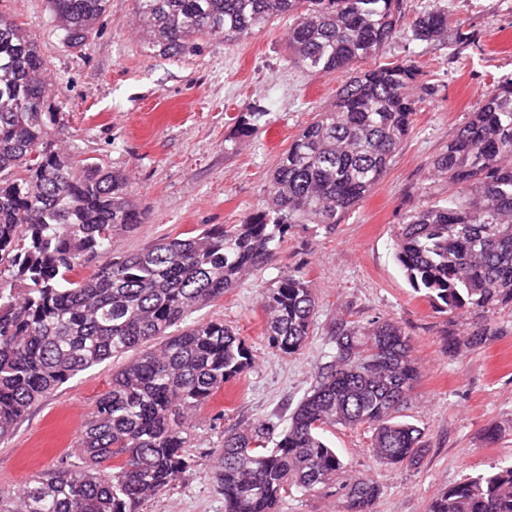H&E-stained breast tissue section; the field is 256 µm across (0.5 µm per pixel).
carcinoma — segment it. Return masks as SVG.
Returning a JSON list of instances; mask_svg holds the SVG:
<instances>
[{"instance_id": "obj_1", "label": "carcinoma", "mask_w": 512, "mask_h": 512, "mask_svg": "<svg viewBox=\"0 0 512 512\" xmlns=\"http://www.w3.org/2000/svg\"><path fill=\"white\" fill-rule=\"evenodd\" d=\"M62 42L86 46L107 0H48ZM147 51L182 57L205 40L234 38L288 15L295 63L313 73L349 69L336 102L319 112L278 161L257 206L238 224H214L107 258L112 242L145 222L128 177L77 164L54 147L53 88L36 41L0 13V440L38 402L82 371L130 351L82 427L78 460L0 488V512H147L190 468L192 414L252 367L245 341L192 313L265 266L299 224L332 228L382 179L413 128V60L357 64L397 37L404 0H135ZM448 32V12L424 10L416 41ZM243 112L237 131L259 129ZM448 198L413 205L394 233L411 288L439 312L472 316L466 340L496 334L491 315L512 309V78L502 80L434 156ZM96 271L72 279L82 264ZM265 335L282 354L307 342L318 311L290 267L261 296ZM162 336L157 348H142ZM331 352L288 427L271 422L224 434L213 478L224 512H280L292 489L336 498L337 512H374L380 487L346 476L328 427L372 430L384 465H415L424 430L400 408L420 377L409 336L395 322L338 321ZM428 512H512V462L444 489Z\"/></svg>"}]
</instances>
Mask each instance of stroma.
Wrapping results in <instances>:
<instances>
[{
    "mask_svg": "<svg viewBox=\"0 0 512 512\" xmlns=\"http://www.w3.org/2000/svg\"><path fill=\"white\" fill-rule=\"evenodd\" d=\"M410 21L423 10L448 11L445 38L412 40L402 28L384 61L414 59L437 92L413 90L414 128L381 180L335 229L297 227L273 260L246 276L193 320H221L245 340L254 363L217 401L192 420L191 470L153 500L149 512H224L211 478L213 451L225 431L261 421L287 423L309 390L335 321L390 318L410 336L421 377L403 413L423 428L428 452L417 466L376 462L366 428L328 429L325 437L352 473L377 483L375 512H427L446 487L512 460V310L496 311L499 332L457 355L444 332H465L468 317L448 319L410 287L395 259L393 240L421 187L447 196L433 176L432 157L498 81L512 76V0H404ZM36 40L46 79L57 87L54 141L75 160L125 171L145 224L119 239L114 253H134L206 224H236L264 194L281 154L329 109L344 73L314 74L296 67L288 49L287 16L235 41L208 40L194 54L172 59L143 46L134 0H108L88 46L64 45L47 0H0ZM470 31L463 47L457 28ZM242 112H258V132H237ZM300 267L318 295L314 331L300 353L273 350L265 336L261 291L280 271ZM126 357L108 359L68 380L35 405L0 443V487L22 488L38 471L72 456L80 432L74 411L90 417Z\"/></svg>",
    "mask_w": 512,
    "mask_h": 512,
    "instance_id": "1",
    "label": "stroma"
}]
</instances>
